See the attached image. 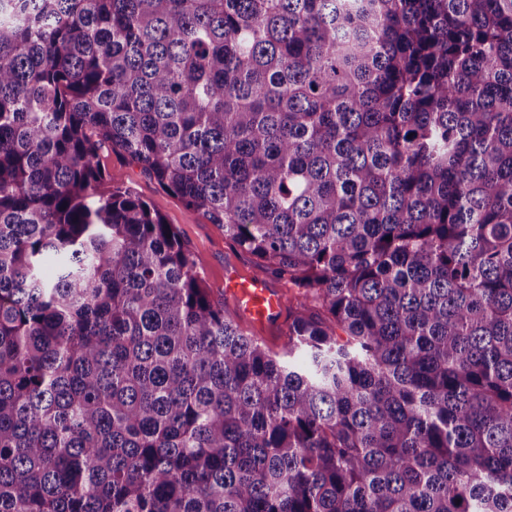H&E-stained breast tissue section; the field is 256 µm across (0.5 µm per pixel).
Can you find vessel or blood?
Returning a JSON list of instances; mask_svg holds the SVG:
<instances>
[{"label":"vessel or blood","instance_id":"1","mask_svg":"<svg viewBox=\"0 0 512 512\" xmlns=\"http://www.w3.org/2000/svg\"><path fill=\"white\" fill-rule=\"evenodd\" d=\"M224 294L239 312L258 325L280 322L285 311L282 294L263 279L226 273Z\"/></svg>","mask_w":512,"mask_h":512}]
</instances>
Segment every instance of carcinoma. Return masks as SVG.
Returning <instances> with one entry per match:
<instances>
[{"instance_id":"1","label":"carcinoma","mask_w":512,"mask_h":512,"mask_svg":"<svg viewBox=\"0 0 512 512\" xmlns=\"http://www.w3.org/2000/svg\"><path fill=\"white\" fill-rule=\"evenodd\" d=\"M0 512H512V0H0ZM102 166L107 183L133 190L150 207L160 213L168 224H173L182 240L203 260L200 276L203 285L217 299L222 293L248 319L257 325L279 323L286 308L282 327L260 331L224 298V310L249 336H257L262 344L273 352H279L288 325V304L285 298L297 291L288 281L270 273L252 257L239 251L224 237V228L210 224L204 217L189 211L175 196L165 192L157 182L146 175L136 163L119 153H104ZM233 267L242 275L262 276L265 280L237 276L224 269Z\"/></svg>"}]
</instances>
